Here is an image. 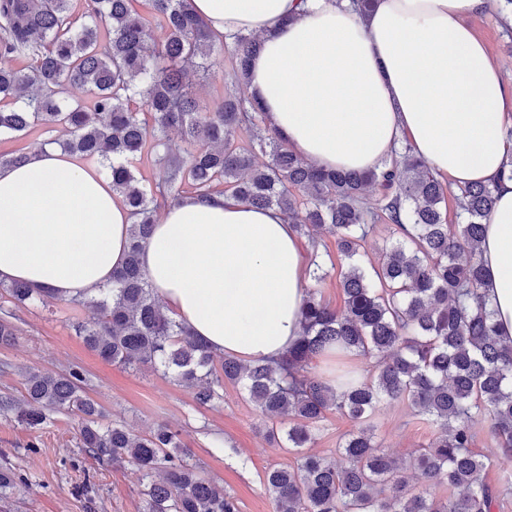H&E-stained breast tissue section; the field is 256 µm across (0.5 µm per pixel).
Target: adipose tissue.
Returning <instances> with one entry per match:
<instances>
[{
    "instance_id": "obj_1",
    "label": "adipose tissue",
    "mask_w": 512,
    "mask_h": 512,
    "mask_svg": "<svg viewBox=\"0 0 512 512\" xmlns=\"http://www.w3.org/2000/svg\"><path fill=\"white\" fill-rule=\"evenodd\" d=\"M213 32L254 33L248 81L297 156L373 170L401 143L454 187L496 183L484 229V290L512 340V113L497 65L467 15L488 0H192ZM130 220L98 165L59 149L0 168V280L71 298L106 286L125 262ZM169 314L213 351L276 358L301 333L307 248L277 207L188 195L167 205L141 254Z\"/></svg>"
}]
</instances>
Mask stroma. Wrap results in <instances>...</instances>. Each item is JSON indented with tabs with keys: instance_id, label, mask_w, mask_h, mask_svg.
Masks as SVG:
<instances>
[{
	"instance_id": "obj_1",
	"label": "stroma",
	"mask_w": 512,
	"mask_h": 512,
	"mask_svg": "<svg viewBox=\"0 0 512 512\" xmlns=\"http://www.w3.org/2000/svg\"><path fill=\"white\" fill-rule=\"evenodd\" d=\"M465 22L511 89L512 8L490 0L484 12ZM0 310L9 312L17 330L13 343L0 344V395L22 397L25 369L62 375L80 368L104 422L136 434L171 426L214 484L238 499L240 512H273L262 485L264 471L294 464L296 457L267 440L262 417L237 385H225L220 405L202 407L192 389L104 361L89 350L73 329L89 316L82 306L52 300L16 308L0 299ZM374 425L379 440L400 458L426 448L432 436L431 426L404 403L382 407ZM80 427L76 413L54 414L41 429L30 430L13 413L0 412V469L20 478L13 492L0 498V512H141L136 473L90 457L80 445Z\"/></svg>"
}]
</instances>
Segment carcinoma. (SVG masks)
I'll return each mask as SVG.
<instances>
[{
	"mask_svg": "<svg viewBox=\"0 0 512 512\" xmlns=\"http://www.w3.org/2000/svg\"><path fill=\"white\" fill-rule=\"evenodd\" d=\"M134 2L83 0L75 15L71 0H0V136L62 128L67 138L47 144L97 160L131 218L126 261L112 284L72 298L90 311L76 333L105 361L195 390L201 406L223 402L224 385L241 386L271 422L267 433L297 455L295 465L265 472L274 512H493L500 490L484 474L512 469V341L497 334L480 257L496 185L462 189V222L450 231L441 211L444 184L407 146L378 171L325 170L299 158L265 126L258 103L240 93L260 47L256 36L214 33L192 0H147L145 15ZM223 50L232 62L224 99L203 105L188 71L208 75V58ZM17 60L30 66L17 68ZM71 87L89 101L68 99ZM168 129L185 144L181 158L164 152ZM146 149L162 168L148 187L135 166ZM258 153L268 161L257 164ZM186 188L204 199L231 194L279 207L311 240L317 282L330 259L319 253L316 235H332L348 264L343 311L311 288L301 337L285 357L244 364L215 353L167 314L140 262L157 209ZM369 188L379 190L373 208L363 206ZM380 223L393 231L378 265L367 268L358 250ZM0 294L16 307L52 297L20 282L0 281ZM333 353L363 356L365 373L313 366ZM24 378L23 401L0 398V408L31 429L52 412L79 413L85 451L138 473L143 512H239L235 496L199 472L172 428L138 435L101 423L81 369H30ZM405 401L434 433L426 452L402 459L376 440L373 417L381 403ZM331 410L358 425L334 460L312 451ZM481 423L497 445L491 455L472 451ZM409 470L419 473V486L408 485ZM443 485L452 490L446 499L436 494Z\"/></svg>",
	"mask_w": 512,
	"mask_h": 512,
	"instance_id": "obj_1",
	"label": "carcinoma"
}]
</instances>
